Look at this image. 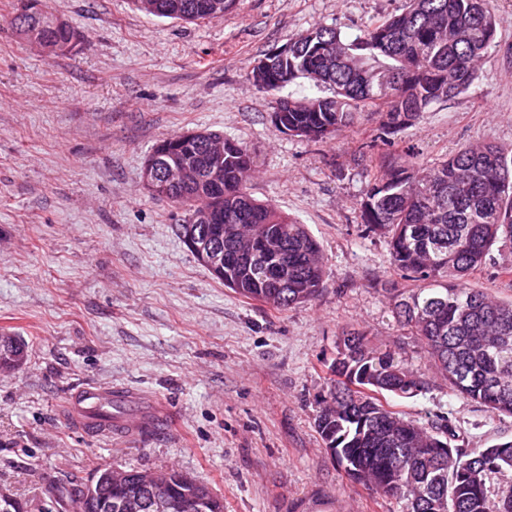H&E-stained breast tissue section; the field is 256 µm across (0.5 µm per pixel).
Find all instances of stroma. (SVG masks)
<instances>
[{
    "label": "stroma",
    "instance_id": "obj_1",
    "mask_svg": "<svg viewBox=\"0 0 512 512\" xmlns=\"http://www.w3.org/2000/svg\"><path fill=\"white\" fill-rule=\"evenodd\" d=\"M494 4L495 44L466 93L389 137L367 107L312 142L275 127L254 61L320 24L354 39L405 0H236L195 23L132 0H41L82 37L65 56L19 36L18 0H0V333L27 347L20 368L0 370V489L21 512H71L58 488L85 486L104 466L180 471L224 512H402L345 479L316 432V397L353 327L433 373L392 314L388 287L410 283L386 239L362 233L357 202L385 164L512 147V0ZM192 129L246 145L253 197L306 224L325 264L316 298L285 310L243 298L183 244V210L141 176L156 143ZM467 283L512 301V243L494 246ZM88 381L144 392L163 422L97 436L66 407ZM391 404L423 424L448 416L454 447L512 438V417L438 380Z\"/></svg>",
    "mask_w": 512,
    "mask_h": 512
}]
</instances>
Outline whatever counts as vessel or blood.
<instances>
[{"instance_id":"1","label":"vessel or blood","mask_w":512,"mask_h":512,"mask_svg":"<svg viewBox=\"0 0 512 512\" xmlns=\"http://www.w3.org/2000/svg\"><path fill=\"white\" fill-rule=\"evenodd\" d=\"M110 403L129 406L130 411L116 420H105L101 412ZM68 408L76 420L93 425L99 432L116 431L127 436L137 435L147 423L161 417L160 406L145 395L97 383L84 385L73 393Z\"/></svg>"}]
</instances>
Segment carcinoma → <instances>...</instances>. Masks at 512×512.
I'll use <instances>...</instances> for the list:
<instances>
[{
	"mask_svg": "<svg viewBox=\"0 0 512 512\" xmlns=\"http://www.w3.org/2000/svg\"><path fill=\"white\" fill-rule=\"evenodd\" d=\"M158 18L185 22L215 18L214 0H133ZM493 0H408L406 8L348 41L319 25L291 40L292 48L268 68L255 66L260 88L277 90L297 79L324 85L331 95L279 99L275 109L288 134L325 140L348 127L352 113L381 106L383 134L415 124L431 106L465 93L496 36ZM16 30L27 38L66 41L71 29L43 15L19 14ZM223 180L212 188L201 178L170 188L165 199L186 214L185 223L217 207L224 224H252L239 260L224 264V286L277 309L313 299L324 284L318 242L304 225L260 203L248 192L253 159L242 143L222 142ZM160 166L175 158L204 169L205 143L160 141ZM362 232L388 239L394 266L417 287L392 289L396 321L410 329L435 374L457 396L495 415L512 416V302L468 288L465 278L486 263L491 248L512 238V148L469 144L430 165L388 167L358 201ZM288 266L272 288L265 270ZM0 368L20 366L24 344L6 337ZM328 365L317 432L352 483L404 503V512H512V440L485 448H452L449 418L427 425L389 408L386 397L411 398L431 380L412 371L392 350L371 344L360 329L340 338ZM109 468L96 471L99 492L117 504L140 496L150 512V474L136 468L123 483H109ZM179 512H224L212 490L176 470L165 472Z\"/></svg>",
	"mask_w": 512,
	"mask_h": 512,
	"instance_id": "obj_1",
	"label": "carcinoma"
}]
</instances>
